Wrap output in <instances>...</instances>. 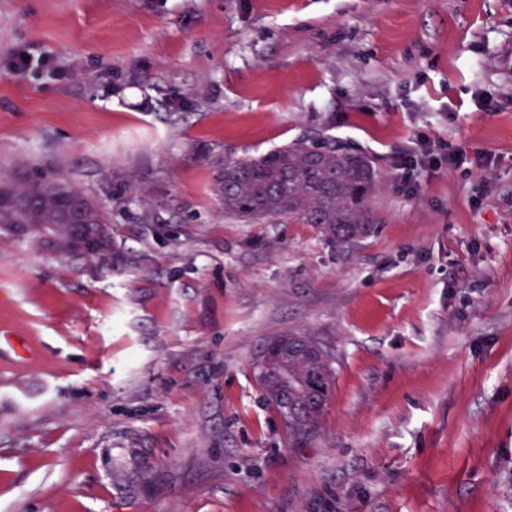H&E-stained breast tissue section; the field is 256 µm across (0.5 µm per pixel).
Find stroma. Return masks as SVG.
Segmentation results:
<instances>
[{
    "instance_id": "35a3bbf8",
    "label": "stroma",
    "mask_w": 512,
    "mask_h": 512,
    "mask_svg": "<svg viewBox=\"0 0 512 512\" xmlns=\"http://www.w3.org/2000/svg\"><path fill=\"white\" fill-rule=\"evenodd\" d=\"M317 135L378 169L371 236L224 215L206 151ZM421 138L493 163L409 186ZM37 170L120 262L0 232V512H512V0H0ZM291 330L335 370L299 439L253 369Z\"/></svg>"
}]
</instances>
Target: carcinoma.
<instances>
[{
  "mask_svg": "<svg viewBox=\"0 0 512 512\" xmlns=\"http://www.w3.org/2000/svg\"><path fill=\"white\" fill-rule=\"evenodd\" d=\"M215 170L212 191L224 213L243 221L287 220L313 224L329 241L347 245L370 236L378 219L370 199L379 183V172L365 154L342 148L331 140L302 138L264 155H206ZM0 228L27 231L57 243L68 244V253L85 256L83 247L63 220L60 197L66 195L88 204V221L107 230L108 212L83 194L62 172L0 180ZM334 380L331 356L320 350L311 358L299 349L288 353V433H309L327 405ZM263 384L270 404L278 406V390Z\"/></svg>",
  "mask_w": 512,
  "mask_h": 512,
  "instance_id": "carcinoma-1",
  "label": "carcinoma"
}]
</instances>
